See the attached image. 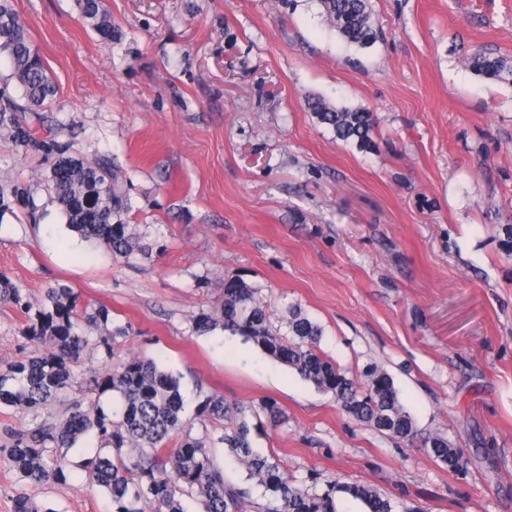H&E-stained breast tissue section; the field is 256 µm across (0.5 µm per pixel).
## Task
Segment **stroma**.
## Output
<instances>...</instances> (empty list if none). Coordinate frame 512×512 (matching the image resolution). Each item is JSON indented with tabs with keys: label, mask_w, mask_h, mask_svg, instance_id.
Wrapping results in <instances>:
<instances>
[{
	"label": "stroma",
	"mask_w": 512,
	"mask_h": 512,
	"mask_svg": "<svg viewBox=\"0 0 512 512\" xmlns=\"http://www.w3.org/2000/svg\"><path fill=\"white\" fill-rule=\"evenodd\" d=\"M102 40L75 0H13L58 93L42 117L71 153L127 173L125 220L148 254L113 258L44 189L0 219V271L35 296L72 288L127 329L116 361L145 355L228 403H278L255 447L300 480L368 483L417 512H512V81L468 66L512 58V0H370L360 48L317 0H108ZM320 96L377 117L369 149L313 119ZM48 165L0 140V182ZM258 288L273 325L299 306L342 368L377 366L420 433L463 449L452 472L354 423L332 394L258 348L196 333L226 279ZM0 304V366L33 351ZM70 449L67 483L30 485L0 463V512L27 493L45 512H111ZM470 68L483 78L506 80L505 75L512 76V60L500 56H491L486 52H476L469 58Z\"/></svg>",
	"instance_id": "obj_1"
}]
</instances>
